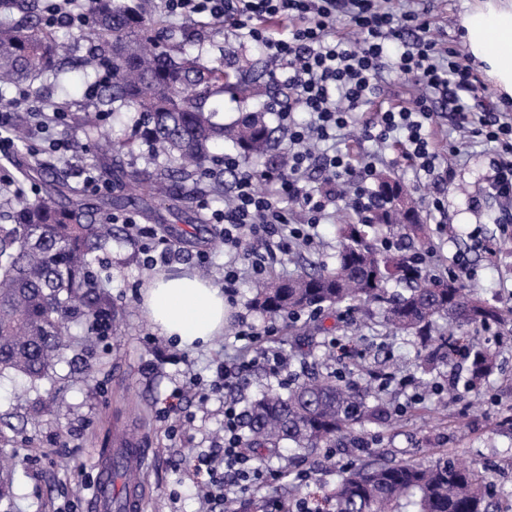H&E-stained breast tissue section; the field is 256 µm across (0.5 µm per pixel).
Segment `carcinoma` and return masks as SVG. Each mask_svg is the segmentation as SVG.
I'll return each mask as SVG.
<instances>
[{"label":"carcinoma","mask_w":512,"mask_h":512,"mask_svg":"<svg viewBox=\"0 0 512 512\" xmlns=\"http://www.w3.org/2000/svg\"><path fill=\"white\" fill-rule=\"evenodd\" d=\"M38 0H0V81L21 84L59 67L62 45L54 27L37 19ZM132 0H95L90 24L77 27V41L91 45L82 68L112 80L99 86L98 107L75 113L70 141L84 153L88 173L97 172L106 157L130 149V138L103 136L99 151L85 152L83 140L96 133L104 112L119 118L133 112L132 133L153 158L166 166L146 173L133 168L116 176L126 194L86 197L65 176H46L45 163L28 160L31 116L18 113L10 135L14 139L19 177L5 199L0 217V375L7 372L34 383L50 376L71 340V329L105 320L117 329L112 299L94 271V253L112 241V209L146 187L193 180L192 192L181 197L194 202L201 178L208 174L223 184L224 157L214 152L222 144L236 150L246 166L264 155L276 128L263 100L267 87L224 70V62L194 53L188 29L156 32ZM254 101V109L236 121L218 119L215 102L224 95ZM379 203L372 222L406 235L421 230L415 207L401 202L402 186L386 174L378 178ZM366 223L340 225L336 262L332 268L302 271L285 281L257 288L252 307L271 316L308 314L295 334L289 358L306 365L305 339L322 330L327 309L376 303L385 324L426 339L420 356L418 388L434 387L428 375L449 353L469 347L472 335L512 320V307L481 299L461 281L437 280L415 267L408 255L386 252L367 241ZM401 291L389 295L386 284ZM456 331H436L439 319ZM497 368L496 355L476 352L469 379L480 383ZM392 409L381 398L369 401V389L341 380L334 371L313 369L288 385L268 388L243 410L241 436L257 463L262 452L284 442L309 454L356 438L367 423H385ZM13 470L0 466V505L9 507ZM488 476L446 454L425 455L408 462L373 461L340 474L336 485L319 496L320 512H492Z\"/></svg>","instance_id":"obj_1"}]
</instances>
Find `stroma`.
<instances>
[{"label": "stroma", "instance_id": "stroma-1", "mask_svg": "<svg viewBox=\"0 0 512 512\" xmlns=\"http://www.w3.org/2000/svg\"><path fill=\"white\" fill-rule=\"evenodd\" d=\"M218 30V29H217ZM59 40L67 60L64 81L42 75L31 82L34 104L56 102L68 112L87 107L86 91L94 80L77 64L86 42L73 41L67 29H60ZM205 57L223 60L227 70L253 75L260 82L270 81L272 65L266 55L251 43L219 29L205 41ZM275 106L287 108L284 87L271 83ZM492 149L483 144L469 147L454 167L451 180L442 186L448 208L450 237L439 244L433 220H425L421 241L405 240L407 250L435 249L434 261L449 263L453 254L465 252L469 258L470 283L485 300L512 306V250L503 241L512 229V202L484 196ZM482 197L481 208H473V197ZM155 198L127 203L124 213L134 215L142 225L156 228L180 248L179 259L165 264L168 272L197 273L198 253L191 245L196 232L193 213H185L181 223L166 224L155 219ZM340 218L318 228L316 247L299 246L279 256L271 278L286 279L302 269L334 265L339 241ZM111 243L96 254L95 269L107 280L112 304L121 315L119 335L105 338L73 328L76 341L67 350L52 377L37 385L6 375L0 377V417L15 427L9 433L5 450L14 455L13 512H95L91 500L97 474L98 454L113 448L114 439L124 436L136 441L147 452L144 469L116 480L115 491L128 482L138 483L144 493L142 512H203L201 494L182 475L192 460L203 451L220 450L223 443L224 402L246 405L260 390L274 385L273 377L255 369L239 372L235 361L238 318L247 315L256 327L275 325L273 346L288 349L296 323L287 317L271 318L253 310L255 288L250 280L241 281L236 301L229 307L224 333L210 343L193 349L178 347L156 337L152 324L141 307V290L148 278L142 254L127 241L126 227H113ZM325 326L333 336L354 348L356 361L364 372L354 373L353 381L367 384L372 373L392 375L384 397L397 404L407 398L403 386L415 377V358L421 348L418 337L386 328L377 305L350 312L328 314ZM479 345L498 356L499 369L479 391L459 390L455 396L429 394L426 405L394 418L384 425H366L373 451L395 461L423 456L427 449L444 448L454 457L475 463L491 482V501L495 512H512V328L502 327L479 333ZM224 364L231 380L223 392L201 402L198 394L187 393L183 407L194 417L182 434L171 437L168 422L158 416L166 397L189 376L210 379L217 364ZM366 454L337 448L335 456L318 450L310 458L288 445H281L270 458L273 469L307 471L310 479L299 484L292 477L269 485L259 494H241L237 503L248 512H269V497L281 493L288 502L313 497L332 488L344 467L358 466Z\"/></svg>", "mask_w": 512, "mask_h": 512}]
</instances>
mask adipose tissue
I'll use <instances>...</instances> for the list:
<instances>
[{"mask_svg": "<svg viewBox=\"0 0 512 512\" xmlns=\"http://www.w3.org/2000/svg\"><path fill=\"white\" fill-rule=\"evenodd\" d=\"M461 27L473 61L512 101V0H477ZM142 307L155 331L183 348L208 342L224 329L222 288L193 275L158 274L142 292Z\"/></svg>", "mask_w": 512, "mask_h": 512, "instance_id": "ef3b65f1", "label": "adipose tissue"}]
</instances>
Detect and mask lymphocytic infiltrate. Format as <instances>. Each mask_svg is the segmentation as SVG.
I'll list each match as a JSON object with an SVG mask.
<instances>
[{
	"label": "lymphocytic infiltrate",
	"instance_id": "1",
	"mask_svg": "<svg viewBox=\"0 0 512 512\" xmlns=\"http://www.w3.org/2000/svg\"><path fill=\"white\" fill-rule=\"evenodd\" d=\"M167 17L205 16L224 22L247 37L271 60L275 70H287L289 104L280 112V125L288 136V165L261 172L242 167L236 155L224 156V169L235 176L233 203L211 213L222 227L221 236L239 261L224 265V293L235 297L242 274L253 281L266 278L273 251L290 252L295 246L314 245L316 229L330 206L344 203L354 214L366 213L375 203L368 185L377 177L371 159H355L347 149L317 154L318 144L335 139L338 131L360 126L366 140L379 146L396 145L425 184L440 178L444 154L437 138L433 96L454 105L453 125L468 137L498 143L486 180L489 194L512 199V113L485 105L475 112L469 100L483 98L486 88L462 65L464 51L430 38L429 0H407L399 13L385 0H162ZM347 16L360 39L337 37L334 22ZM406 76L416 90L413 106L376 108L378 81L384 73ZM321 161L325 178L310 191L302 181L313 161ZM140 245L147 268L174 258L169 239L154 229L123 219ZM238 337L245 353L238 368H263L276 378L292 375L287 354L268 346V330L239 318ZM241 412L234 402L224 405V446L221 452L197 455L191 468L211 512H225L228 486L259 490L282 479L279 471L259 468L245 451L239 433Z\"/></svg>",
	"mask_w": 512,
	"mask_h": 512
}]
</instances>
